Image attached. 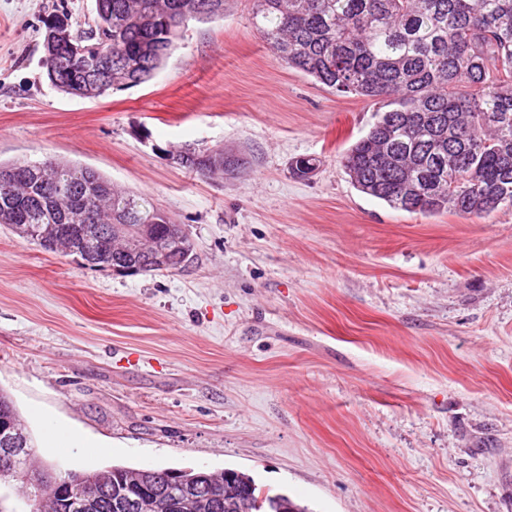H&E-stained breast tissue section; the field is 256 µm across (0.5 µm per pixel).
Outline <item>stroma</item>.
Instances as JSON below:
<instances>
[{
    "instance_id": "stroma-1",
    "label": "stroma",
    "mask_w": 512,
    "mask_h": 512,
    "mask_svg": "<svg viewBox=\"0 0 512 512\" xmlns=\"http://www.w3.org/2000/svg\"><path fill=\"white\" fill-rule=\"evenodd\" d=\"M63 11L95 25V0H0V162L93 168L194 251L126 274L0 226V390L36 465L232 468L308 512H512V209L424 216L357 191L340 160L377 104L280 66L249 0L97 99L46 78ZM218 145L245 166L175 160ZM52 421L103 451L45 447Z\"/></svg>"
}]
</instances>
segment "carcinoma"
I'll list each match as a JSON object with an SVG mask.
<instances>
[{"label":"carcinoma","instance_id":"carcinoma-1","mask_svg":"<svg viewBox=\"0 0 512 512\" xmlns=\"http://www.w3.org/2000/svg\"><path fill=\"white\" fill-rule=\"evenodd\" d=\"M251 20L277 63L339 93L387 107L343 154L354 187L396 210L423 215L484 216L512 209V0H249ZM226 0H96L95 29L72 24L73 40L51 44L56 17L45 21L42 59L50 83L78 97H100L151 80L178 48L184 22L224 15ZM179 164L200 176L238 164L224 148L187 151ZM51 167L55 180L43 178ZM90 211L89 224L76 217ZM0 224L19 237L88 267L86 253L103 237L113 247L94 267L129 272L178 269L193 243L181 225L145 194L116 189L96 170L46 157L0 164ZM143 251L123 249L144 228ZM20 417L0 391V426ZM12 474L31 512H51L56 489L23 478L34 454L17 456ZM101 471L117 487L144 472L170 477L175 512H210L209 499L188 496L184 483L211 478L222 512H305L286 494L260 498L255 480L235 469L211 472L103 466L56 471L66 483L68 512H81Z\"/></svg>","mask_w":512,"mask_h":512}]
</instances>
